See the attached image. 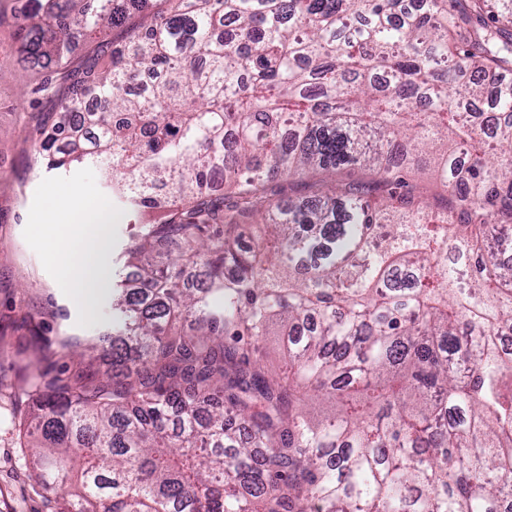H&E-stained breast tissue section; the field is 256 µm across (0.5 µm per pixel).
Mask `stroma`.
<instances>
[{
	"instance_id": "obj_1",
	"label": "stroma",
	"mask_w": 512,
	"mask_h": 512,
	"mask_svg": "<svg viewBox=\"0 0 512 512\" xmlns=\"http://www.w3.org/2000/svg\"><path fill=\"white\" fill-rule=\"evenodd\" d=\"M30 91L20 94L12 78L0 80V512H53L40 493L34 472L18 443L17 424L30 410L28 389L39 370L50 367L40 347H19L16 326L33 316L36 331L59 341H74L89 351L95 336L111 332L112 288L123 272L121 256L138 231L124 207L113 200L102 173L83 167L67 173L47 170L35 151L26 123L33 107L49 109L51 100L32 92L41 78L27 73ZM69 193L71 203L97 199L112 215L110 247L102 293L94 314H87L62 279V256L54 254L38 225L65 222L52 212L50 191Z\"/></svg>"
}]
</instances>
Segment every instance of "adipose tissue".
<instances>
[{
	"mask_svg": "<svg viewBox=\"0 0 512 512\" xmlns=\"http://www.w3.org/2000/svg\"><path fill=\"white\" fill-rule=\"evenodd\" d=\"M109 221L106 212L94 202L84 201L72 208L64 224L43 228L54 252L64 255V278L75 290L77 300L87 312H94L101 294L102 260L109 246Z\"/></svg>",
	"mask_w": 512,
	"mask_h": 512,
	"instance_id": "adipose-tissue-1",
	"label": "adipose tissue"
}]
</instances>
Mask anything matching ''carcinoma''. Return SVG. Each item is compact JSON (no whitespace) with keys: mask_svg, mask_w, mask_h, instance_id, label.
Wrapping results in <instances>:
<instances>
[{"mask_svg":"<svg viewBox=\"0 0 512 512\" xmlns=\"http://www.w3.org/2000/svg\"><path fill=\"white\" fill-rule=\"evenodd\" d=\"M168 2L13 0L39 156L141 225L100 344L125 379L30 386L55 512H512V0ZM407 181L415 185L423 192L425 200L430 204L432 210H439L438 199L446 196V192L437 186L432 180V171L428 168L413 169Z\"/></svg>","mask_w":512,"mask_h":512,"instance_id":"cac0c4a2","label":"carcinoma"}]
</instances>
